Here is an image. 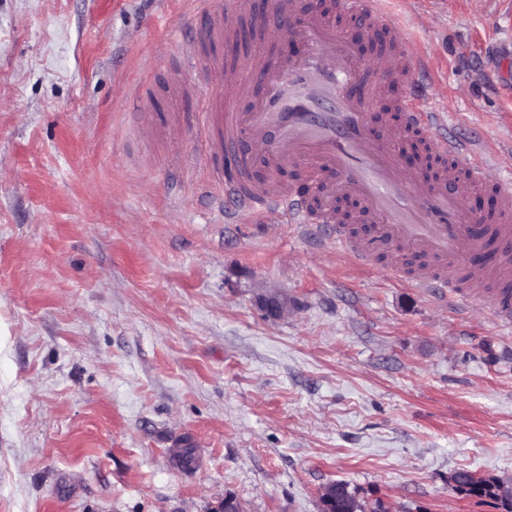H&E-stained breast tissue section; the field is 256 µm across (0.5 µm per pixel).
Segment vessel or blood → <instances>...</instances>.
I'll use <instances>...</instances> for the list:
<instances>
[{
  "label": "vessel or blood",
  "instance_id": "obj_1",
  "mask_svg": "<svg viewBox=\"0 0 512 512\" xmlns=\"http://www.w3.org/2000/svg\"><path fill=\"white\" fill-rule=\"evenodd\" d=\"M207 5L210 38L232 41L245 16L258 37L244 64L207 74L238 103L228 110L213 99L201 113L225 212L328 229L360 264L395 250L412 263L394 275L488 302L512 326V180L491 176L476 144L447 135L439 112L415 104V57L378 0H336L331 13L302 0ZM277 21L288 26L292 54L267 38ZM297 165L321 193L285 183ZM482 193L495 197L494 209L471 208Z\"/></svg>",
  "mask_w": 512,
  "mask_h": 512
}]
</instances>
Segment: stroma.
Masks as SVG:
<instances>
[{"label":"stroma","mask_w":512,"mask_h":512,"mask_svg":"<svg viewBox=\"0 0 512 512\" xmlns=\"http://www.w3.org/2000/svg\"><path fill=\"white\" fill-rule=\"evenodd\" d=\"M380 7L420 106L512 176V0ZM211 23L198 0H0V512H324L336 481L357 512H496L452 477H512V327L225 215L185 55Z\"/></svg>","instance_id":"35a3bbf8"}]
</instances>
